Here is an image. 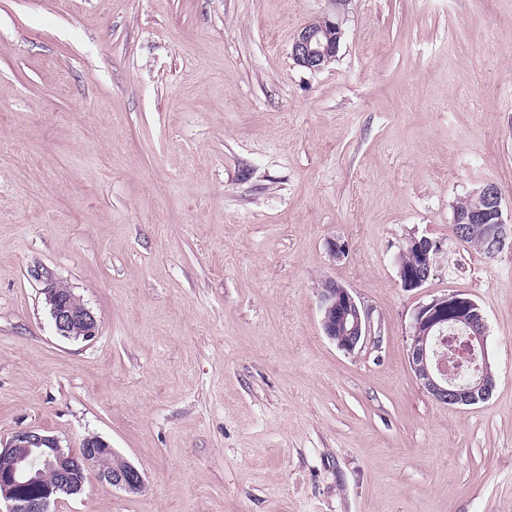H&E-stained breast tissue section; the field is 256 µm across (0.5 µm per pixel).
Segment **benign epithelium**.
<instances>
[{
  "label": "benign epithelium",
  "mask_w": 512,
  "mask_h": 512,
  "mask_svg": "<svg viewBox=\"0 0 512 512\" xmlns=\"http://www.w3.org/2000/svg\"><path fill=\"white\" fill-rule=\"evenodd\" d=\"M349 0H332L333 14L324 17L320 27L307 25L298 33L292 45L294 62L311 72L323 70L335 60L343 36V22ZM486 208L478 214H454L453 224L459 240L481 225L487 239V255L499 253L512 229L507 228L501 207V194L490 182L482 187ZM409 247L421 254L425 263L413 271H399L402 287L413 290L422 287L432 272V256L437 245L427 238L412 239ZM50 315L58 335L67 339L89 340L96 336L98 321L94 313L69 288L51 281L44 291ZM320 310L324 312L322 327L332 341L336 334L343 339L338 347L347 353L364 346L372 336L368 312L357 303L348 288L329 282L319 294ZM412 327L422 331L419 343L409 347L408 359L421 388L436 402L446 405H474L487 400L495 388V378L486 364L473 377L460 385L447 375L437 358V347L447 328L464 331L470 347L487 355V325L480 306L450 292L419 305L413 315ZM434 339L429 343L428 339ZM115 454L110 443L94 435L83 440L78 448L64 447L52 435L34 429H20L6 441L0 440V505L3 512H51L50 507L59 496L77 495L86 481L95 477L100 483L127 492L143 489L145 479L141 471L128 461L115 467L102 466V460ZM55 474L52 484L34 495H26L23 488L43 482V470Z\"/></svg>",
  "instance_id": "7a95c632"
}]
</instances>
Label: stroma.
<instances>
[{
  "mask_svg": "<svg viewBox=\"0 0 512 512\" xmlns=\"http://www.w3.org/2000/svg\"><path fill=\"white\" fill-rule=\"evenodd\" d=\"M330 8L0 0V439L97 435L145 477L51 512H512V244L453 230L488 182L512 217V0H350L314 73L292 44ZM413 237L438 251L408 290ZM51 281L97 336L57 334ZM329 281L370 313L351 354ZM453 291L496 380L469 406L408 360ZM409 248H413L421 254L425 263L421 264V257L413 250H409L406 246L405 252L400 257V264L403 267L415 269L414 271H399L402 287L408 290L421 288L430 278L432 272V256L436 253L437 245L427 238L412 239L409 241ZM319 301L321 313L324 312L321 320L324 333L330 340L339 341L337 346L340 349L353 353L371 338L369 314L357 303L348 288L328 282L320 291ZM336 330L343 336L342 340L336 336Z\"/></svg>",
  "mask_w": 512,
  "mask_h": 512,
  "instance_id": "35a3bbf8",
  "label": "stroma"
}]
</instances>
